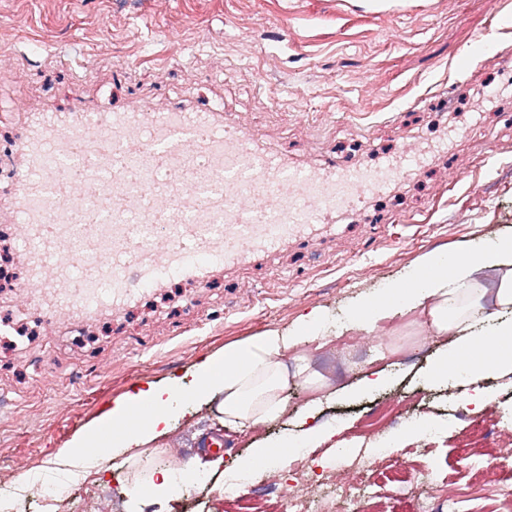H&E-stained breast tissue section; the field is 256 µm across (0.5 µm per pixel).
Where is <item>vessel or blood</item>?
<instances>
[{
	"label": "vessel or blood",
	"mask_w": 512,
	"mask_h": 512,
	"mask_svg": "<svg viewBox=\"0 0 512 512\" xmlns=\"http://www.w3.org/2000/svg\"><path fill=\"white\" fill-rule=\"evenodd\" d=\"M18 127L0 207L24 226L28 306L76 324L122 311L169 272L201 283L215 263L333 223L423 160L307 168L223 113L137 101L47 107Z\"/></svg>",
	"instance_id": "1"
}]
</instances>
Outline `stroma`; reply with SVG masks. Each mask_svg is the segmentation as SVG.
I'll use <instances>...</instances> for the list:
<instances>
[{
    "mask_svg": "<svg viewBox=\"0 0 512 512\" xmlns=\"http://www.w3.org/2000/svg\"><path fill=\"white\" fill-rule=\"evenodd\" d=\"M72 48L93 67L81 83L52 57ZM120 62L130 72L116 86ZM188 88L304 165L339 163L344 138L362 142L366 166L410 144L438 154L366 210L215 268L188 298L159 310L160 293L149 292L95 344H77L83 326L59 318L15 348L0 361V502L8 512H128L121 487H146L175 456L193 468L209 455L201 440L219 434L220 472L188 484L173 512H237L224 499L227 475L253 448L293 439L312 397L304 381L282 390L283 418L241 432L225 428L216 403H191L137 464L112 472L99 454L102 479L69 477L55 455L134 384L185 375L224 346L288 331L316 309L319 337L301 351L328 382L319 421L330 438L287 454L281 477L358 453L362 417L376 403L411 399L423 419L390 428L388 448L359 478L362 492L337 501L338 512H411L418 499L428 512H487L512 489V442L497 441L512 433V374L485 377L494 403L477 409L456 373L470 355L457 333L438 336L405 317L362 332L358 348L338 347L336 336L356 309L413 275L421 256L512 241V0H0L2 152L16 112L64 109L77 95L98 106L176 105ZM457 128L468 137L456 138ZM381 349L391 352L386 381L362 390ZM457 407L486 433V455H473L464 424L446 420ZM393 465L412 470L409 495L385 481ZM24 478L72 496L41 503L20 491ZM442 481L459 495L454 506L432 497Z\"/></svg>",
    "mask_w": 512,
    "mask_h": 512,
    "instance_id": "35a3bbf8",
    "label": "stroma"
}]
</instances>
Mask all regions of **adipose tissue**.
I'll return each mask as SVG.
<instances>
[{
  "mask_svg": "<svg viewBox=\"0 0 512 512\" xmlns=\"http://www.w3.org/2000/svg\"><path fill=\"white\" fill-rule=\"evenodd\" d=\"M487 269L499 276L494 296L496 307L511 310L512 245L490 246L454 256L446 272L417 283L393 286L389 290V301L366 304L355 319L349 321L347 328L371 330L399 317H423L435 334H447L459 327L461 319L479 315L487 291L479 276ZM459 281L471 288L468 303L461 308L456 305L459 293L455 284ZM319 322V313L313 311L303 316L294 330L283 333L270 329L248 341L226 346L224 351L194 365L190 372L191 383L176 377L165 385L134 384L103 410L86 431L75 436L69 447L59 449V459L74 460L88 447L91 438L108 426L122 424L126 434L113 439L112 459L120 465L136 463L146 453L148 445L170 431L173 415L186 402L196 399L220 398L224 424L232 429L277 420L286 411L280 392L289 377L302 376L313 385L319 382L318 376L309 374L305 357L297 353L303 342L312 339ZM511 341L512 319L495 326L491 335L467 337V344L479 349L475 360L465 367L468 384H479L486 375L500 371L504 362L495 354L493 346ZM291 351L296 354V365L290 370L282 364L281 357ZM141 407L150 410L148 422L142 426L130 424L132 413Z\"/></svg>",
  "mask_w": 512,
  "mask_h": 512,
  "instance_id": "obj_1",
  "label": "adipose tissue"
}]
</instances>
